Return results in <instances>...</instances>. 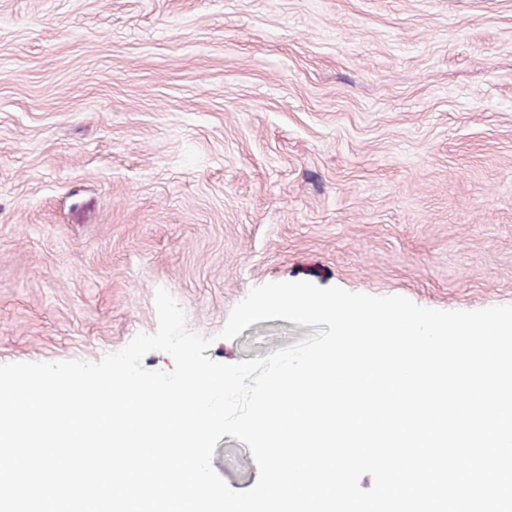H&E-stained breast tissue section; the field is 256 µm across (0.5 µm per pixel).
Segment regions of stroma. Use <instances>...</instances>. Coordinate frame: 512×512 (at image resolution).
<instances>
[{
  "mask_svg": "<svg viewBox=\"0 0 512 512\" xmlns=\"http://www.w3.org/2000/svg\"><path fill=\"white\" fill-rule=\"evenodd\" d=\"M297 280L512 305V0H0V364L119 351L160 288L264 357L314 327L219 332Z\"/></svg>",
  "mask_w": 512,
  "mask_h": 512,
  "instance_id": "1",
  "label": "stroma"
}]
</instances>
